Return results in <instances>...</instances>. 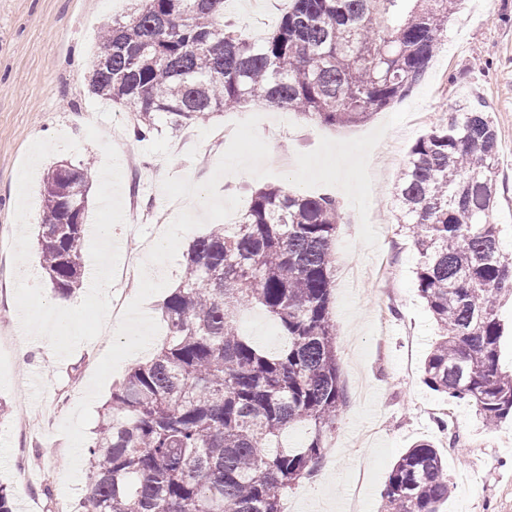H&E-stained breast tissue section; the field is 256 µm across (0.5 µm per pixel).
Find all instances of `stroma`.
<instances>
[{"label": "stroma", "mask_w": 512, "mask_h": 512, "mask_svg": "<svg viewBox=\"0 0 512 512\" xmlns=\"http://www.w3.org/2000/svg\"><path fill=\"white\" fill-rule=\"evenodd\" d=\"M128 0H0V331L20 318L14 298L16 269L9 243L16 231L18 171L37 139L62 133L77 151L54 153L73 165L101 169V147L86 139V116L102 126L122 125L121 195L125 224L113 236L122 261L141 255L156 227L140 223L141 210L163 204L158 172L206 181L226 143L210 133L252 115L270 157H288L274 176L240 172L222 177L221 195L249 202L254 190L276 184L311 194L316 185L341 205L332 250L336 259L333 299L339 370L347 402L325 439L324 458L313 477L302 480L286 501L294 512H384L382 492L396 459L419 440L433 442L444 460L451 494L442 512H512V420L485 429L467 403L448 400L423 381V365L435 325L416 289L418 254L405 231L393 224L389 202L411 145L446 120L460 102L483 105L499 130L496 204L491 223L501 229L500 247L512 254V0H463L428 70L405 97L353 128H329L297 112L256 103L171 129L159 126L135 139L131 112L90 93L87 75L104 28ZM288 0H226L224 20L242 35L258 38L287 11ZM36 168L31 202L41 207L43 174ZM243 335L266 349L278 348L281 333L261 309L237 313ZM104 331L64 359L42 338L17 336L0 351V483L12 487L28 512H56L59 500L77 512L87 487L79 475L66 488L68 441L59 427L85 392L113 341ZM28 355H21V347ZM29 406L26 436L15 418ZM448 428L440 430V408Z\"/></svg>", "instance_id": "obj_1"}]
</instances>
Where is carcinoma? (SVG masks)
<instances>
[{"mask_svg": "<svg viewBox=\"0 0 512 512\" xmlns=\"http://www.w3.org/2000/svg\"><path fill=\"white\" fill-rule=\"evenodd\" d=\"M463 0H290L272 32L245 38L220 23L224 0H133L112 21L90 91L134 113L139 139L252 101L348 127L419 82ZM498 132L464 103L410 147L394 193L396 223L419 254L418 295L439 330L424 383L465 401L485 426L512 418V374L498 369V307L512 299L500 249ZM90 169L51 165L37 246L61 296L83 282ZM335 199L267 185L236 224L189 244L186 271L161 313L169 334L112 388L89 448L81 512H282L316 472L345 404L331 318ZM260 306L286 343L268 352L236 311ZM294 427L306 430L297 446ZM451 493L439 450L421 440L393 465L387 512H441Z\"/></svg>", "mask_w": 512, "mask_h": 512, "instance_id": "obj_1", "label": "carcinoma"}]
</instances>
